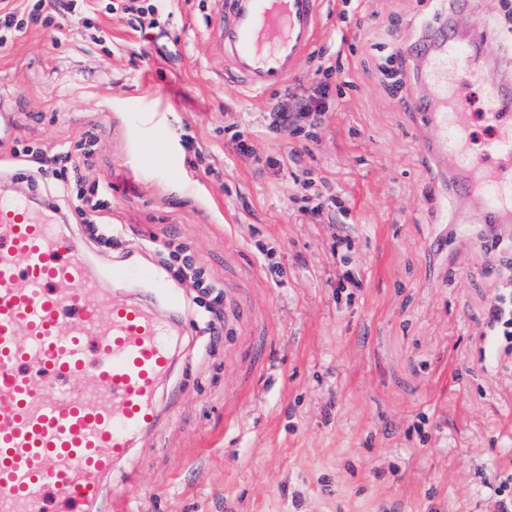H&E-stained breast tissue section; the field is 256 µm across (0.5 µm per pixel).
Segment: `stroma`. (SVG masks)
<instances>
[{
  "label": "stroma",
  "mask_w": 512,
  "mask_h": 512,
  "mask_svg": "<svg viewBox=\"0 0 512 512\" xmlns=\"http://www.w3.org/2000/svg\"><path fill=\"white\" fill-rule=\"evenodd\" d=\"M110 0H45L85 18L82 39L29 27L0 49V110L11 133L0 185L50 199L57 145L95 140L81 190L111 186L102 221L62 227L84 244L96 300L113 265L148 268L176 290L190 326L163 388V419L142 438L113 493L140 512H497L512 496V352L491 358L484 331L501 273L478 209L427 192L411 102L421 56L402 83L380 72L446 19L477 35L474 71L512 74L502 0H327L323 34L288 87L262 95L224 77L210 38L215 0H179L147 34ZM339 63L344 86L315 135L271 129ZM255 146L236 152L231 130ZM306 147L300 167L266 165ZM323 176L343 211L301 222L300 169ZM176 238L220 287L175 279L145 242ZM443 248H435V241ZM362 282L343 288L344 275Z\"/></svg>",
  "instance_id": "obj_1"
}]
</instances>
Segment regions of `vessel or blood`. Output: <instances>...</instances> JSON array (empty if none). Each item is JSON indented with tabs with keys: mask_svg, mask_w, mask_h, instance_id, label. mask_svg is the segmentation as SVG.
<instances>
[{
	"mask_svg": "<svg viewBox=\"0 0 512 512\" xmlns=\"http://www.w3.org/2000/svg\"><path fill=\"white\" fill-rule=\"evenodd\" d=\"M325 0H219L211 22L224 73L252 92L287 86L321 31ZM421 50L414 101L422 152L447 170L432 196L477 203L488 223L512 220V79L475 73L474 50L442 34ZM481 85L485 153H472L464 93ZM80 242L25 200L0 194V512H130L106 501L115 467L156 430L160 395L186 334L148 304L91 299Z\"/></svg>",
	"mask_w": 512,
	"mask_h": 512,
	"instance_id": "1",
	"label": "vessel or blood"
}]
</instances>
